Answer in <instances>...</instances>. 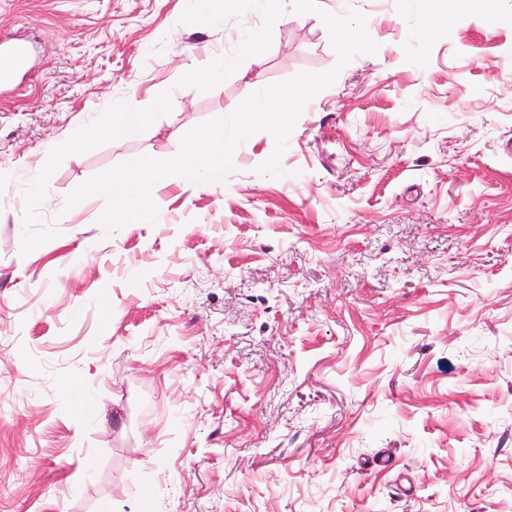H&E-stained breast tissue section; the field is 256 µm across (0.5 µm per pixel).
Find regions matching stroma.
Listing matches in <instances>:
<instances>
[{
	"label": "stroma",
	"mask_w": 512,
	"mask_h": 512,
	"mask_svg": "<svg viewBox=\"0 0 512 512\" xmlns=\"http://www.w3.org/2000/svg\"><path fill=\"white\" fill-rule=\"evenodd\" d=\"M316 2L202 92L180 77L255 10L0 0L33 45L0 89V512H512V0H453L445 33L441 0ZM353 9L377 50L341 67L319 14ZM334 68L281 177L262 131L210 187L156 182L155 222L67 206L248 85ZM118 103L151 121L80 145Z\"/></svg>",
	"instance_id": "stroma-1"
}]
</instances>
